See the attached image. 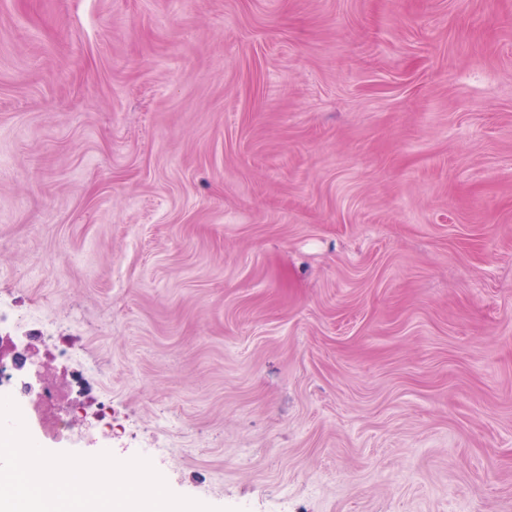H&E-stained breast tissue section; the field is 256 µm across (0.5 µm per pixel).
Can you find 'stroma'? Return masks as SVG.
I'll return each mask as SVG.
<instances>
[{
	"instance_id": "stroma-1",
	"label": "stroma",
	"mask_w": 512,
	"mask_h": 512,
	"mask_svg": "<svg viewBox=\"0 0 512 512\" xmlns=\"http://www.w3.org/2000/svg\"><path fill=\"white\" fill-rule=\"evenodd\" d=\"M0 336L219 512H512V0H0Z\"/></svg>"
}]
</instances>
